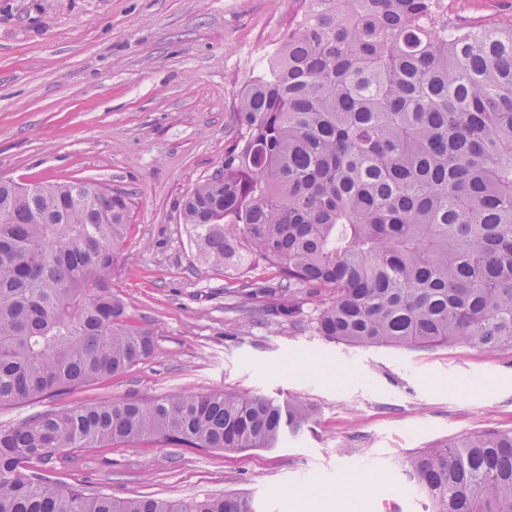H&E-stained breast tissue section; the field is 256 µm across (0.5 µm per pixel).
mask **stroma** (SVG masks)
Returning <instances> with one entry per match:
<instances>
[{
	"label": "stroma",
	"instance_id": "35a3bbf8",
	"mask_svg": "<svg viewBox=\"0 0 512 512\" xmlns=\"http://www.w3.org/2000/svg\"><path fill=\"white\" fill-rule=\"evenodd\" d=\"M447 2L462 23L512 15V0ZM301 10L300 0H0V178L128 193L112 287L154 339L123 374L1 409L0 427L47 409L209 390L314 411L274 448L74 449L41 465L50 481L116 499L235 493L253 512H302L300 490L319 480L335 492L352 471L377 477L360 512H424L404 459L512 428V350L356 347L306 321L246 317L240 278L275 269L217 268L191 241L181 200L223 165L234 100Z\"/></svg>",
	"mask_w": 512,
	"mask_h": 512
}]
</instances>
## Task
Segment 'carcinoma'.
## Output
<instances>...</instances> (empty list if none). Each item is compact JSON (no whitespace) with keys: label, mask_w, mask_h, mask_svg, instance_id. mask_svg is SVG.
<instances>
[{"label":"carcinoma","mask_w":512,"mask_h":512,"mask_svg":"<svg viewBox=\"0 0 512 512\" xmlns=\"http://www.w3.org/2000/svg\"><path fill=\"white\" fill-rule=\"evenodd\" d=\"M264 77L233 106L224 165L185 195L205 260L248 258L241 311L309 321L353 346L512 349V18L462 24L438 0H302ZM127 196L75 181H0V408L62 396L150 357L153 333L112 292ZM300 401L228 390L47 409L0 428V512H250L234 494L114 499L31 470L58 451L149 442L273 448ZM431 512H512V429L405 459Z\"/></svg>","instance_id":"cac0c4a2"}]
</instances>
